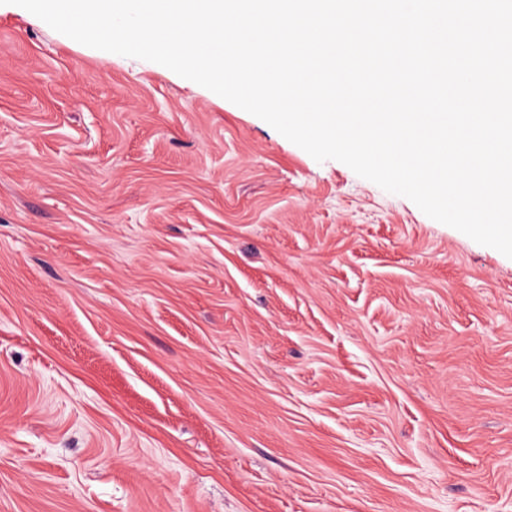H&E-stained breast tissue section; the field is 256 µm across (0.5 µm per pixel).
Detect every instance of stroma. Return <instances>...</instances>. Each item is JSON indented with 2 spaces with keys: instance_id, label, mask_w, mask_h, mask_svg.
<instances>
[{
  "instance_id": "obj_1",
  "label": "stroma",
  "mask_w": 512,
  "mask_h": 512,
  "mask_svg": "<svg viewBox=\"0 0 512 512\" xmlns=\"http://www.w3.org/2000/svg\"><path fill=\"white\" fill-rule=\"evenodd\" d=\"M0 512H512V258L0 5Z\"/></svg>"
}]
</instances>
